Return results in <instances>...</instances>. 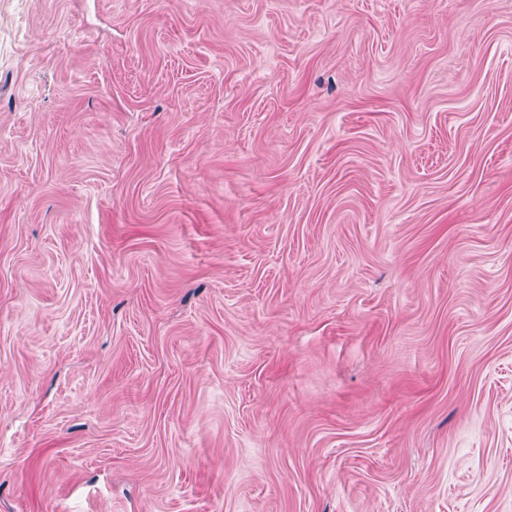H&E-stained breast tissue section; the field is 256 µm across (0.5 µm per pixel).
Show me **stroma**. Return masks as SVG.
I'll return each instance as SVG.
<instances>
[{"instance_id":"obj_1","label":"stroma","mask_w":512,"mask_h":512,"mask_svg":"<svg viewBox=\"0 0 512 512\" xmlns=\"http://www.w3.org/2000/svg\"><path fill=\"white\" fill-rule=\"evenodd\" d=\"M0 512H512V0H0Z\"/></svg>"}]
</instances>
